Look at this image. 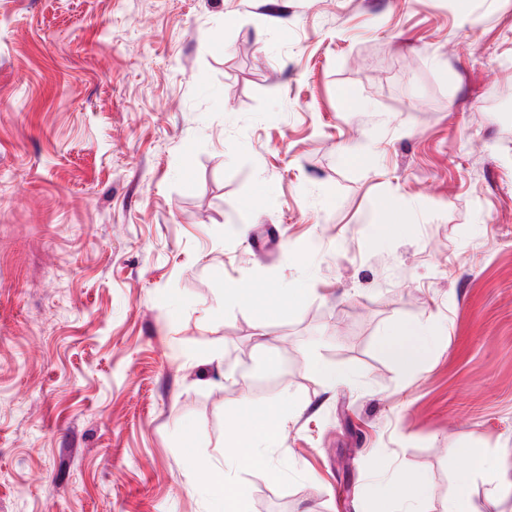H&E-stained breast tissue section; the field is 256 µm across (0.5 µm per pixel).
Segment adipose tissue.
<instances>
[{"mask_svg":"<svg viewBox=\"0 0 512 512\" xmlns=\"http://www.w3.org/2000/svg\"><path fill=\"white\" fill-rule=\"evenodd\" d=\"M429 330L415 324L382 336L380 350L398 363L407 373L414 372L429 347ZM301 408L299 400L288 396L261 411H244L233 428L222 461L209 470L207 490L212 512H246L244 491L235 486L232 478L243 469L269 470L270 464L263 446L277 440L284 424ZM468 460L467 475L460 480L459 490L449 496L445 512H475L469 494V478L488 472L491 461L485 449H462ZM424 479L408 471L395 472L392 477L368 491L363 498V512H401L407 496H421Z\"/></svg>","mask_w":512,"mask_h":512,"instance_id":"ef3b65f1","label":"adipose tissue"}]
</instances>
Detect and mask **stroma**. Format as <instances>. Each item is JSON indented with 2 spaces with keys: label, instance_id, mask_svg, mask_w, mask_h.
Returning a JSON list of instances; mask_svg holds the SVG:
<instances>
[{
  "label": "stroma",
  "instance_id": "stroma-1",
  "mask_svg": "<svg viewBox=\"0 0 512 512\" xmlns=\"http://www.w3.org/2000/svg\"><path fill=\"white\" fill-rule=\"evenodd\" d=\"M504 99L512 0H0V512H210L287 395L250 512H358L376 457L443 512L471 446L512 512ZM428 328L415 324L404 327L400 331L382 336L379 342L380 350L398 363L405 373H413L430 347ZM411 336H420V340ZM300 409L299 400L288 395L262 411L241 412L239 425L233 428L226 442L224 460L209 470L207 490L211 512H248L245 492L233 484V474L243 469H262L269 476L277 477L266 448L259 447L277 440L283 425Z\"/></svg>",
  "mask_w": 512,
  "mask_h": 512
}]
</instances>
